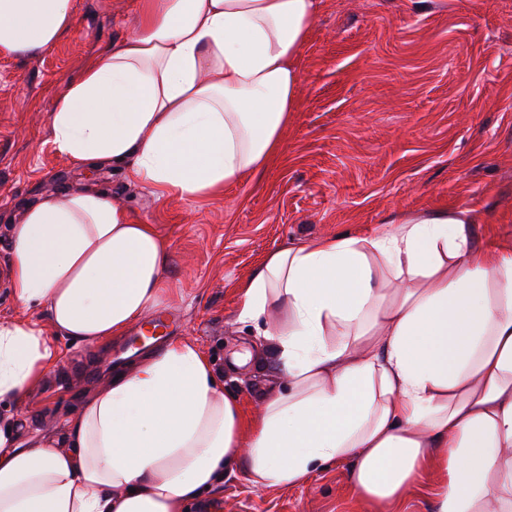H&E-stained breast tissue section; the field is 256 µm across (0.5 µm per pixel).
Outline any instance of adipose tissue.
I'll list each match as a JSON object with an SVG mask.
<instances>
[{
  "instance_id": "adipose-tissue-1",
  "label": "adipose tissue",
  "mask_w": 512,
  "mask_h": 512,
  "mask_svg": "<svg viewBox=\"0 0 512 512\" xmlns=\"http://www.w3.org/2000/svg\"><path fill=\"white\" fill-rule=\"evenodd\" d=\"M319 9L139 0L134 32L58 100L53 151L160 197L222 194L280 153ZM72 16L73 0H0V55L43 53ZM473 221L409 213L275 250L243 283L238 319L287 391L247 418L200 349L168 339L108 368L54 431L0 423V512H185L238 470L293 487L344 460L377 510L434 470V512H512V249L476 244ZM12 237L15 299L47 324L0 320V401L50 372V336L99 351L175 299L155 225L106 192L43 196Z\"/></svg>"
}]
</instances>
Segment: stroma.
Returning <instances> with one entry per match:
<instances>
[{
	"label": "stroma",
	"instance_id": "1",
	"mask_svg": "<svg viewBox=\"0 0 512 512\" xmlns=\"http://www.w3.org/2000/svg\"><path fill=\"white\" fill-rule=\"evenodd\" d=\"M137 0H73L70 31L42 55H0V317L41 319L12 293L11 228L24 205L68 190L110 191L132 221L166 242L168 308L181 322L166 336L205 352L247 416L285 388L266 366L255 327L237 320L239 285L273 251L311 239L364 236L402 213L468 208L474 241L512 243V0H321L301 52L299 106L267 168L202 199H160L151 188L56 154L57 100L103 51L133 28ZM50 375L0 417L55 426L103 383L95 351L58 342ZM251 352L228 369L232 353ZM188 512H364L348 465L306 485L258 489L225 476Z\"/></svg>",
	"mask_w": 512,
	"mask_h": 512
}]
</instances>
